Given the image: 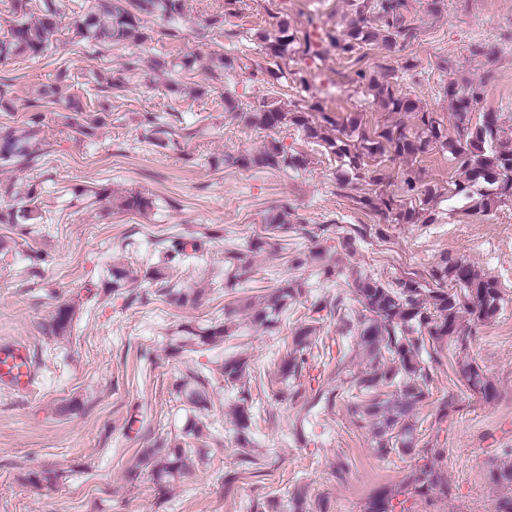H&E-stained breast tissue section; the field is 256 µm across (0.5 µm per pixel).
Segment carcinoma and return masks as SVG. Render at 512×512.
<instances>
[{"label": "carcinoma", "mask_w": 512, "mask_h": 512, "mask_svg": "<svg viewBox=\"0 0 512 512\" xmlns=\"http://www.w3.org/2000/svg\"><path fill=\"white\" fill-rule=\"evenodd\" d=\"M33 0H10L11 13L16 20L8 36L0 39V64H10L18 59L36 58L44 55L59 33L63 19L70 20V27L89 46L100 47L117 42L143 44L151 40L145 26L146 19L160 16L170 24L169 35L177 36L178 24L184 18V0H125L120 4L114 0H96L87 12H78L71 7L72 0H38L36 15ZM242 0H224V11L204 21L201 35L212 33L226 38L238 35L233 19L237 18ZM418 38V27L408 17L406 0H356L355 19L347 25L323 27L314 18L308 26L295 28L286 20L277 22V33L270 38L261 33L258 39L266 55L274 60L276 69L268 71L271 78L281 81L285 72L280 62L295 55L314 60L332 56L353 67L351 82L366 89L390 112L415 113L417 131L406 132L401 125L384 126L369 132L361 128V121L353 118L348 125L338 129L339 135L331 138L324 135L322 123H332L327 113L319 106L321 122L300 110H284L274 98H264L251 106L248 122L266 130H276L292 125L301 130L307 139L325 150L347 159L348 170L344 178L358 180L365 177L364 159L383 156L388 152L397 155L415 156L434 148L451 154L467 178L465 184H455V194H463L472 202V210L489 212L498 204L512 200V140L500 137V114L486 112L480 124L473 126L468 113L480 99L482 88L471 86L462 89L450 82L444 86L451 111L458 115L455 136H448L442 124L431 112L417 111L416 103L400 92V84L414 64L406 62L395 69L383 60L403 50ZM377 48L384 52L382 62L372 68L361 66L366 57L364 50ZM138 59L129 58L118 69H109L94 74V80L103 89L119 90L127 76L137 70ZM69 79L67 69H60L56 82L38 89L39 100L48 104L60 98V83ZM66 109L73 112L69 125L83 136H91L100 123L97 115L83 111L76 99H69ZM148 132L154 142L166 145L171 142L172 129L169 124L148 118ZM47 138L41 112L32 113L26 121L24 136L17 137L10 130L0 132V165L18 171L35 170L46 164ZM231 162L245 169H273L301 167L307 160L288 154L279 140L273 138L261 149L228 157ZM402 198L394 194L377 198L361 197L358 203L397 224H416L419 221L432 224L437 221L434 213L422 218L425 206L435 200L437 194L422 187L410 173L400 179ZM45 192L43 183L28 186L22 196H15V203L0 210V224H42L40 197ZM121 211L144 213L152 208L153 201L140 193H127L115 198ZM305 230V219L284 203L266 217L262 233L251 242V251L258 252L273 244L284 245L288 232ZM157 244L164 253L162 263L146 270L149 280L162 284L163 295L179 305L194 304L199 294L171 285L170 272L183 265L191 253L202 248V243L193 238L181 237L161 239ZM290 262L295 267L311 265L317 275L329 282L340 277L336 267L323 262L322 252L310 251L294 256ZM231 277L236 281H248L253 277V265L248 256L230 252ZM352 281L362 312L352 315L345 303L343 293H338L330 304L315 302L308 308L305 321L294 331L291 346L280 359L283 381L297 379L324 355L326 341L317 336V324L324 320L322 311L337 317L342 326L341 335L356 340V346L364 356L363 369L353 376L352 384L357 394L349 400V413L360 429H367L373 436V452L386 457L393 452L410 454L417 447L416 409L427 396L431 365L439 360L444 346L456 344L472 334L464 325L468 315L480 322L493 319L503 302L499 282L477 271L466 260L443 257L429 273V280H401L392 286L368 274L356 270ZM303 293L302 285L296 281H283L280 286L264 296L257 305H249L253 323L266 331L279 327L280 317L288 309V301ZM75 307L60 305L49 325L56 335L65 333L73 319ZM233 312L225 313L224 322L207 328L182 327L186 339L196 346H214L232 335ZM224 381L235 385L247 371V361L239 357L224 359ZM459 373L468 387L491 400L496 397L494 383L475 363L459 364ZM209 383L206 372L192 370L182 377L178 391L185 394L192 408L204 402V388ZM251 392L240 386L236 402V423L240 433L241 447L248 445L246 432L251 430L254 418L251 413ZM208 425L204 417L189 420L180 439L171 448H147L141 462L150 468L160 480H176L188 473L190 456L194 445L189 440L202 441L209 438ZM443 456L440 448H431L423 463L410 480L401 487L382 488L369 496L362 512H407L400 497L429 498L435 493L448 495V485L443 483L438 472ZM492 483L506 490L495 502L493 512H512V462L492 471Z\"/></svg>", "instance_id": "cac0c4a2"}]
</instances>
